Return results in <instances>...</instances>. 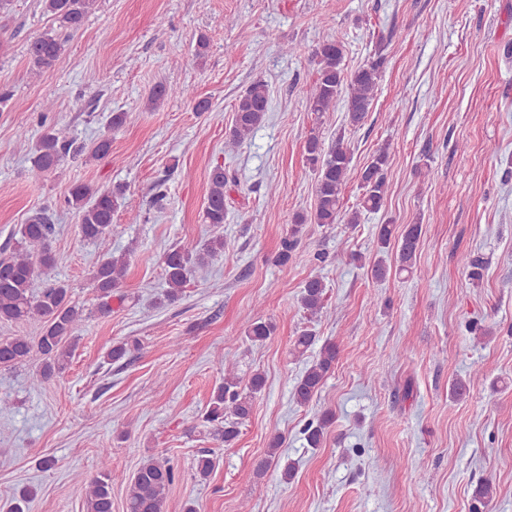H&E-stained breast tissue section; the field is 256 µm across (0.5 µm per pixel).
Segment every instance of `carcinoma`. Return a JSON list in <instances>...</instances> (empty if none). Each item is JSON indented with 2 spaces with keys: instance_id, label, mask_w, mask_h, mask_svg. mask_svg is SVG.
<instances>
[{
  "instance_id": "cac0c4a2",
  "label": "carcinoma",
  "mask_w": 512,
  "mask_h": 512,
  "mask_svg": "<svg viewBox=\"0 0 512 512\" xmlns=\"http://www.w3.org/2000/svg\"><path fill=\"white\" fill-rule=\"evenodd\" d=\"M97 0H41L57 28L76 32L80 30ZM66 52V41L50 31L44 32L28 45L31 69L42 72L54 66ZM317 77L310 90V111L317 115L331 112L339 98L346 101V112L351 125L362 124L372 105L379 78L382 58L364 65L350 76H345L343 49L338 41H328L315 50ZM269 90L265 82H253L239 97L234 106L235 117L227 133L228 143L238 145L263 121L269 106ZM72 141L52 128H46L39 137L31 158V172L39 177L56 168L69 154ZM308 161L316 166V204L310 216L298 215L288 235L283 237L274 263L285 265L299 244L298 234L307 222L335 224L342 216V188L351 163V155L341 139L325 145L321 137L312 134L305 145ZM388 148L379 149L361 175L363 189L358 207L347 219L349 224L359 223L362 213L379 211L387 196L385 168ZM229 177L224 167L215 166L209 175V191L203 211L204 223L219 229L224 226V188ZM124 189L121 186L99 191L87 184L73 186L66 198L69 208L79 217L80 232L84 239L96 243L106 240L112 230L113 216L121 205ZM55 225L44 214L36 215L23 225L20 238L8 256L0 257V321L19 322L38 317L43 320L40 336L30 340L15 336L0 341V367L9 368L32 357L42 361L41 378L47 380L62 373L68 366L75 341V333L82 322V312L71 304L70 288L59 282L36 291L41 273L57 265L58 259L51 242ZM421 225L408 224L398 238L399 270L411 269L420 242ZM224 253V236L218 234L202 244H180L164 256L165 280L168 289L165 298L174 302L199 270L209 266ZM128 265L125 254H109L96 267L93 274L94 288L98 293L99 311L112 312V293L120 287ZM325 285L318 277L305 282L300 292V304L309 314L315 315L322 308ZM276 326L271 320L256 318L245 327L246 338L254 344L264 343L274 335ZM318 341L311 330L296 336L294 350L304 354ZM338 349L331 341L324 342L312 363L297 378L292 396L300 406L308 405L324 385L336 364ZM264 377L254 374L247 386L234 374V362L224 361V382L212 393L209 403L201 413V422L210 428V434L228 445L240 434V425L251 415L252 401L262 391ZM335 414L324 412L315 423H308L303 431L309 447L323 444L327 429L333 424ZM282 437L270 443L272 451L260 462L262 470L270 464L281 469L282 479L293 478L296 463L281 461L275 449L281 447ZM102 471L94 477L85 496V512H112V472L108 468L109 449H99ZM215 467L210 451H202L196 458V475L209 477ZM177 472L167 461L153 457L144 460L129 478L126 486V512H165L166 502L173 489ZM493 483L482 480L474 491L470 512H488L494 497ZM35 492L25 488L11 500L9 512H26L27 504Z\"/></svg>"
}]
</instances>
